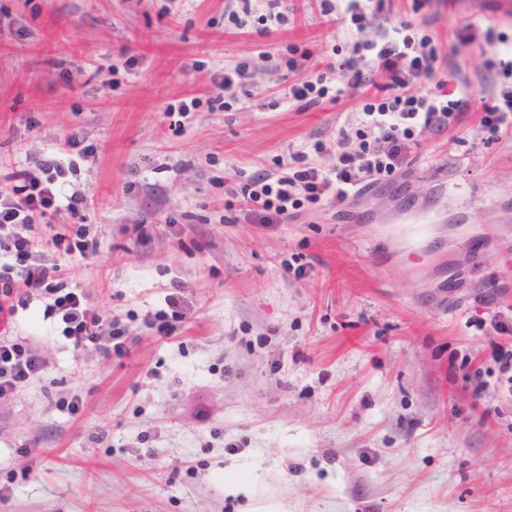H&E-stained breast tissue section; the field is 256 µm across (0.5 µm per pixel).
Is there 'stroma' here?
<instances>
[{"label": "stroma", "instance_id": "1", "mask_svg": "<svg viewBox=\"0 0 512 512\" xmlns=\"http://www.w3.org/2000/svg\"><path fill=\"white\" fill-rule=\"evenodd\" d=\"M288 2L261 36L228 28V0H183L173 19L172 0H0V165L71 133L93 145L73 181L99 253L63 269L129 332L108 359L72 348L42 289L17 314L46 367L0 398V512H246L224 485L256 468L270 512H512V399L485 353L512 307V139L480 129L484 38H454L473 22L512 45V0L441 8L442 66L473 97L409 175L283 224L235 221L227 185L278 172L361 102L277 103L280 74H261L227 109L179 115L224 66L293 46L306 69L332 59L338 29Z\"/></svg>", "mask_w": 512, "mask_h": 512}]
</instances>
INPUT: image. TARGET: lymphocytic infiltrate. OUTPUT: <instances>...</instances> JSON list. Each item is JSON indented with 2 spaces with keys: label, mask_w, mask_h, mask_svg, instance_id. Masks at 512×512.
<instances>
[{
  "label": "lymphocytic infiltrate",
  "mask_w": 512,
  "mask_h": 512,
  "mask_svg": "<svg viewBox=\"0 0 512 512\" xmlns=\"http://www.w3.org/2000/svg\"><path fill=\"white\" fill-rule=\"evenodd\" d=\"M317 2L323 18L344 28L346 53L315 69L307 80L284 87L283 99L308 110L363 90L367 101L357 123L341 128L334 142L305 143L293 152L291 158L299 164L294 172L276 178L258 172L240 188L228 189L225 208L238 210L255 224H282L303 205L342 204L407 174L420 138L448 129L471 99L461 84L439 75L438 51L426 28L402 20L386 35L368 37L384 11V0ZM236 3L227 19L238 30L253 27L258 34H269L288 20V0ZM486 70L500 91L483 103L479 124L489 139L499 141L512 134V57L493 53ZM426 80L432 81V88L419 91ZM329 150L336 163L321 167L315 158ZM92 153L72 134L37 160L36 171L19 169L0 177V233L11 239L8 260H0V327L9 328L18 310L30 307L33 289L40 288L50 297L52 312L60 315L61 334L73 349L91 347L108 358L123 354L126 329L105 321L91 296L60 276L62 262L95 257L97 240L84 228L66 229L55 234L45 252L28 233L36 218L74 215L87 207L86 191L75 187L69 176L77 160ZM44 368V359L31 344L0 338V397L30 384Z\"/></svg>",
  "instance_id": "1"
}]
</instances>
